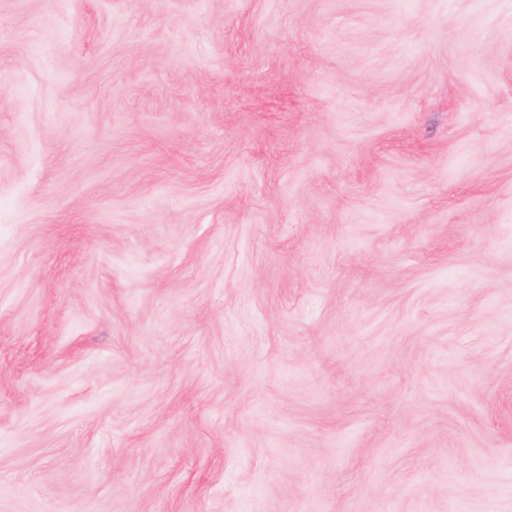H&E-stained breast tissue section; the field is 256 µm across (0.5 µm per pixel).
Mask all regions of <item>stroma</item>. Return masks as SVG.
Wrapping results in <instances>:
<instances>
[{"instance_id":"stroma-1","label":"stroma","mask_w":512,"mask_h":512,"mask_svg":"<svg viewBox=\"0 0 512 512\" xmlns=\"http://www.w3.org/2000/svg\"><path fill=\"white\" fill-rule=\"evenodd\" d=\"M0 512H512V0H0Z\"/></svg>"}]
</instances>
